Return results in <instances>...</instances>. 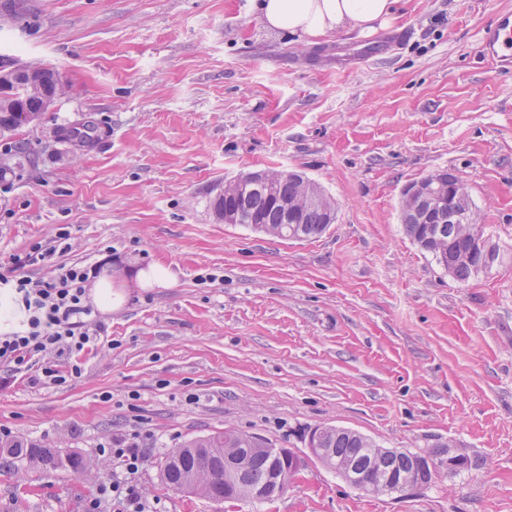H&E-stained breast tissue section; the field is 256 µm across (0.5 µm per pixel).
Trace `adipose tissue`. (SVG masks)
<instances>
[{
	"mask_svg": "<svg viewBox=\"0 0 512 512\" xmlns=\"http://www.w3.org/2000/svg\"><path fill=\"white\" fill-rule=\"evenodd\" d=\"M400 0H258L263 24L274 31L318 38L341 29L369 35L389 26Z\"/></svg>",
	"mask_w": 512,
	"mask_h": 512,
	"instance_id": "adipose-tissue-1",
	"label": "adipose tissue"
}]
</instances>
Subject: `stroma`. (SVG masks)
Wrapping results in <instances>:
<instances>
[{"mask_svg":"<svg viewBox=\"0 0 512 512\" xmlns=\"http://www.w3.org/2000/svg\"><path fill=\"white\" fill-rule=\"evenodd\" d=\"M512 0H403L390 29L321 39L269 31L255 0H0V58L55 69L40 124L0 133L33 165L0 180V272L34 244L56 262L169 288L98 311L109 345L61 386L0 387L10 438L80 454L78 475L0 455V512H88L103 438L147 434L135 476L157 512H512V69L480 68ZM101 132L78 150L62 128ZM302 172L333 201L317 237L217 220L225 180ZM466 187L492 266L461 282L405 233L406 185ZM336 426L380 447L447 444L479 463L408 495L353 489L309 455ZM227 429L305 467L255 505L170 489L165 456ZM136 279L141 288L167 287L174 281V274L164 265L157 264L147 270H141Z\"/></svg>","mask_w":512,"mask_h":512,"instance_id":"35a3bbf8","label":"stroma"}]
</instances>
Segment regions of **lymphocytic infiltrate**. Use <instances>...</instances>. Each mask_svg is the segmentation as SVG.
Instances as JSON below:
<instances>
[{
    "mask_svg": "<svg viewBox=\"0 0 512 512\" xmlns=\"http://www.w3.org/2000/svg\"><path fill=\"white\" fill-rule=\"evenodd\" d=\"M54 256V249L38 244L16 256L11 267L0 273V294L9 296L24 315L18 330L0 335V365L11 374L26 375L35 385L61 386L69 376L80 374L75 356L101 346L104 333L87 293L97 274L96 264H59ZM31 267L46 269V276L28 275ZM50 355L72 358L70 370L47 364ZM140 440V433L135 432L113 436L101 445L102 455L117 468L98 483L92 503L96 510L107 502L112 512H152L133 480L146 460Z\"/></svg>",
    "mask_w": 512,
    "mask_h": 512,
    "instance_id": "f902f5d3",
    "label": "lymphocytic infiltrate"
}]
</instances>
